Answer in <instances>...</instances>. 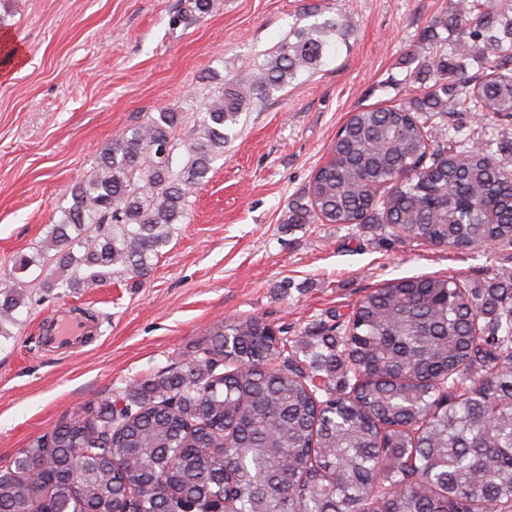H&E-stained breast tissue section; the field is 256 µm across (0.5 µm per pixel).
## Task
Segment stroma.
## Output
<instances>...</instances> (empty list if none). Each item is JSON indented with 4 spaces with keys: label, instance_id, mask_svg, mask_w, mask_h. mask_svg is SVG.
<instances>
[{
    "label": "stroma",
    "instance_id": "1",
    "mask_svg": "<svg viewBox=\"0 0 512 512\" xmlns=\"http://www.w3.org/2000/svg\"><path fill=\"white\" fill-rule=\"evenodd\" d=\"M187 2L0 0V284L17 256L36 255L117 134L180 112L183 156L225 80L260 65L304 14H341L350 26L318 70L243 113L149 275L72 291L44 287L46 268L29 269L26 304L0 337V471L60 420L168 374L216 322L262 318L286 329L302 357L323 326L387 280L512 283V247L460 252L404 241L388 224L287 221L353 112L406 103L432 85L409 51L453 0H213L208 14L172 25ZM461 135L512 163V116L467 120ZM61 307L98 321L72 353L39 341Z\"/></svg>",
    "mask_w": 512,
    "mask_h": 512
}]
</instances>
